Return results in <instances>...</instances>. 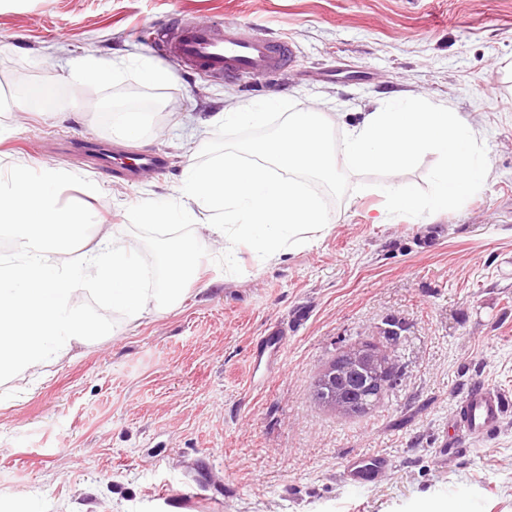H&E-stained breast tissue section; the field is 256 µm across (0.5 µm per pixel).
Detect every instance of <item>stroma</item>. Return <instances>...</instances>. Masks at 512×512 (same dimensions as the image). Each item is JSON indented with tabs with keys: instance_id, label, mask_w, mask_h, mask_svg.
Wrapping results in <instances>:
<instances>
[{
	"instance_id": "1",
	"label": "stroma",
	"mask_w": 512,
	"mask_h": 512,
	"mask_svg": "<svg viewBox=\"0 0 512 512\" xmlns=\"http://www.w3.org/2000/svg\"><path fill=\"white\" fill-rule=\"evenodd\" d=\"M187 11L288 39L293 63L259 78L203 76L163 56L149 27ZM166 68L145 84L139 60ZM117 62L110 82L70 79L78 63ZM55 110L16 106L31 85ZM467 115L491 174L460 206L377 223L381 171L340 169L329 228L280 261L219 268L217 247L180 301L121 333L74 347L0 385V497L42 498L43 512H432L466 490L483 512H512V0H0V174L18 163L85 177L62 191L94 223L128 221L146 199L175 200L189 163L273 134L213 124L217 112L278 98L284 112H342L348 123L392 94ZM147 113L133 150L162 154L160 174L127 182L55 154L110 140L113 106ZM401 328L381 335L385 319ZM279 335L275 366L256 364ZM390 348L401 373L383 402L346 415L313 384L360 341ZM486 384L505 400L491 433L455 429L459 400ZM455 450L435 455L445 438ZM380 452L391 471L352 492L347 455Z\"/></svg>"
}]
</instances>
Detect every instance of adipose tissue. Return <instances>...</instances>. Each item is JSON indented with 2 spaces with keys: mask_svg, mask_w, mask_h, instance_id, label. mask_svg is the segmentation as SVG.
Instances as JSON below:
<instances>
[{
  "mask_svg": "<svg viewBox=\"0 0 512 512\" xmlns=\"http://www.w3.org/2000/svg\"><path fill=\"white\" fill-rule=\"evenodd\" d=\"M338 126L343 136L335 142L331 133ZM249 154L254 157L250 163L245 160ZM428 154L436 156L437 166L430 193L422 195L397 176ZM340 166L395 175V182L383 188L388 206L378 218L382 224L405 213L433 216L461 204L481 189L490 170L467 119L444 107L395 96L347 127L340 116L324 112L286 113L271 139L188 166L180 187L183 203L149 204L142 217L149 225H201L228 261L240 242H248L256 261L265 264L279 259L284 247L305 246L310 233L329 226L321 197L302 178L309 174L332 185Z\"/></svg>",
  "mask_w": 512,
  "mask_h": 512,
  "instance_id": "1",
  "label": "adipose tissue"
}]
</instances>
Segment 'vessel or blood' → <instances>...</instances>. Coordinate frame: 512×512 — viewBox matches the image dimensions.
<instances>
[{
    "label": "vessel or blood",
    "mask_w": 512,
    "mask_h": 512,
    "mask_svg": "<svg viewBox=\"0 0 512 512\" xmlns=\"http://www.w3.org/2000/svg\"><path fill=\"white\" fill-rule=\"evenodd\" d=\"M156 40L164 55L200 73H220L234 80L246 75H270L293 60L290 43L277 41L254 28L223 20L201 22L183 17L158 29ZM92 170L136 179L161 170L163 158L146 151L125 152L109 145L84 141L78 152ZM503 412L499 393L473 386L460 402L457 423L468 434L490 433ZM389 469L387 456L354 453L346 457L342 479L350 489L362 490L379 482Z\"/></svg>",
    "instance_id": "vessel-or-blood-1"
}]
</instances>
